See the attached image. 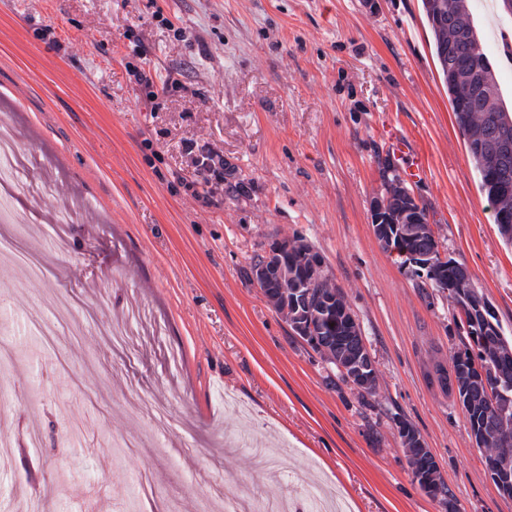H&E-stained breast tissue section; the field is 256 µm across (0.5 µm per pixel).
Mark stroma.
<instances>
[{
    "instance_id": "obj_1",
    "label": "stroma",
    "mask_w": 512,
    "mask_h": 512,
    "mask_svg": "<svg viewBox=\"0 0 512 512\" xmlns=\"http://www.w3.org/2000/svg\"><path fill=\"white\" fill-rule=\"evenodd\" d=\"M481 49L512 106V14L474 0ZM421 0H0V122L17 170L0 232V512H201L328 482L357 512H445L413 482L410 421L459 512H512L437 369L465 330L415 263L372 230L384 180L410 189L440 252L512 336V246L459 132ZM151 70L149 110L131 76ZM413 149L398 153L393 137ZM224 157L209 200L183 146ZM80 196L68 249L58 205ZM302 238L347 296L379 371L376 406L295 336L251 280ZM140 317L128 345L112 325ZM132 442L121 450L120 441Z\"/></svg>"
}]
</instances>
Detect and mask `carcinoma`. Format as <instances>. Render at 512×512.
I'll use <instances>...</instances> for the list:
<instances>
[{
    "label": "carcinoma",
    "mask_w": 512,
    "mask_h": 512,
    "mask_svg": "<svg viewBox=\"0 0 512 512\" xmlns=\"http://www.w3.org/2000/svg\"><path fill=\"white\" fill-rule=\"evenodd\" d=\"M423 8L456 124L480 175L481 190L493 211L498 234L512 244V151L495 156L486 148V140L494 132L512 133V113L500 98L499 85L485 53H479L481 89L475 90L474 83L466 79L463 66L471 58L473 45L480 44L467 0H423ZM381 198L388 201L391 212L407 198L423 217H428L426 208L415 203L410 190L398 178L385 181ZM377 240L391 255L439 253L438 237L431 227L414 238L394 232ZM311 250L312 246L299 238L288 242V260L296 266L298 280L304 275L302 262ZM426 276L432 287L448 292L450 307L466 327V340L450 356L458 381V399L469 435L483 452L486 465L498 468L494 485L500 495L512 498V442L506 441L507 436H512V339L504 336L496 313L489 314L491 321L485 320L483 312L489 300L474 288L465 267L449 259L437 267H428ZM256 284L268 299L274 300L276 311L296 305L301 316L310 315L317 320V341L309 342L310 347L336 368L338 381L356 391L362 404L372 405L370 399L377 396L379 377L373 376L365 386L356 385L352 362L368 349L359 323L347 325L340 313L348 305L345 292L327 276L311 288L308 301L302 299L292 283L286 288L260 280ZM397 424L413 481L448 496L439 466L421 435L405 419L397 420Z\"/></svg>",
    "instance_id": "carcinoma-1"
}]
</instances>
